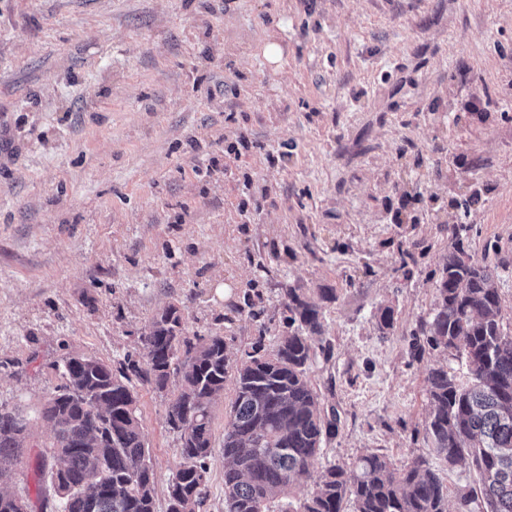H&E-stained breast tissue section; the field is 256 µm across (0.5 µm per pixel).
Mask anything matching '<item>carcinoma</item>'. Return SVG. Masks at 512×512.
I'll return each mask as SVG.
<instances>
[{"instance_id": "1", "label": "carcinoma", "mask_w": 512, "mask_h": 512, "mask_svg": "<svg viewBox=\"0 0 512 512\" xmlns=\"http://www.w3.org/2000/svg\"><path fill=\"white\" fill-rule=\"evenodd\" d=\"M451 246L440 261L437 302L422 329L433 349L454 352L458 368L430 369V411L423 423L431 454L450 465L472 464L477 485L460 499L483 500L486 512H512V330L500 318L496 269L465 247L467 227L450 224ZM287 331L272 349L258 340L230 364L222 336H183L181 309L157 313L141 341L148 369L134 361L114 372L104 362L63 366L62 384L41 418L53 441L37 458L41 478L58 482L63 512H156L155 474L146 459L137 398L128 372L162 390L170 374L181 388L168 407L180 432L182 463L168 486L167 512H196L208 495L212 404L234 370L231 419L224 430L225 512H272L269 504L310 475L323 438L335 422L321 414L306 370L310 342L322 335L321 306L299 288L282 289ZM28 420L0 406V473L21 457ZM448 512V488L425 459L395 473L383 456L361 457L353 468L330 466L298 507L279 512Z\"/></svg>"}]
</instances>
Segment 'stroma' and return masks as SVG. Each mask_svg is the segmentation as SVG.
<instances>
[{
	"mask_svg": "<svg viewBox=\"0 0 512 512\" xmlns=\"http://www.w3.org/2000/svg\"><path fill=\"white\" fill-rule=\"evenodd\" d=\"M452 224L512 328V0H0V405L29 421L0 484L61 512L34 467L65 358L144 360L171 304L230 357L274 346L285 284L333 291L307 377L337 420L290 501L332 464L431 458L425 379L457 362L413 343ZM131 384L166 512L180 379ZM233 398L199 512H224Z\"/></svg>",
	"mask_w": 512,
	"mask_h": 512,
	"instance_id": "obj_1",
	"label": "stroma"
}]
</instances>
